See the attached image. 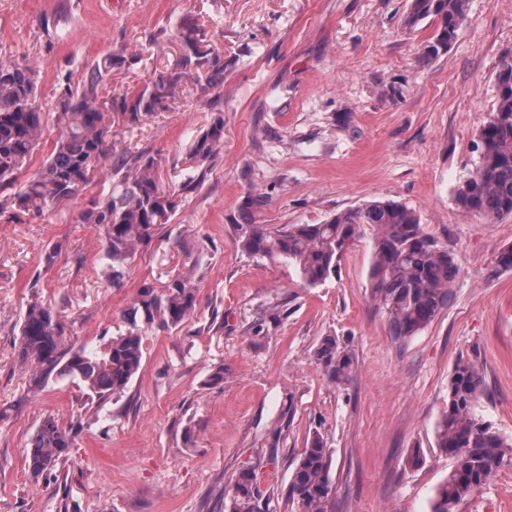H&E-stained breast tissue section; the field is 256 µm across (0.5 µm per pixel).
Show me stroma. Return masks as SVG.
<instances>
[{"label": "stroma", "instance_id": "1", "mask_svg": "<svg viewBox=\"0 0 512 512\" xmlns=\"http://www.w3.org/2000/svg\"><path fill=\"white\" fill-rule=\"evenodd\" d=\"M407 0H0V52L38 65V100L54 106L64 73L81 80L118 60L102 97L135 90L174 65L180 19L203 24L224 58V85L184 97L139 124L117 118L130 156L162 158L166 187L194 189L120 284L104 272V230L82 216L91 185L62 212L0 223V512H227L225 490L255 469L262 512H291L288 488L307 437L332 452L333 512H432L452 461L434 443L460 357L477 354V411L512 437V215L460 211L478 134L495 109L501 58L512 53V0H470L446 54L420 62L433 19L402 25ZM224 142L188 166L216 119ZM413 209L458 266L453 295L415 336H392L371 299L373 230L335 276L304 287L289 264L238 246L242 224H322L373 200ZM196 289L194 316L140 323L141 367L122 394L99 399L71 378L41 385L19 355L29 304L56 310L66 349L92 353L126 332L143 281ZM336 337L356 358L329 383L315 352ZM71 430L40 475L29 467L39 423ZM459 512H512L503 465Z\"/></svg>", "mask_w": 512, "mask_h": 512}]
</instances>
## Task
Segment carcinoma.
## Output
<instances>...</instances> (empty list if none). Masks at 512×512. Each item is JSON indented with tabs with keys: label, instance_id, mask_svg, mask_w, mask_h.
Masks as SVG:
<instances>
[{
	"label": "carcinoma",
	"instance_id": "obj_1",
	"mask_svg": "<svg viewBox=\"0 0 512 512\" xmlns=\"http://www.w3.org/2000/svg\"><path fill=\"white\" fill-rule=\"evenodd\" d=\"M467 12L468 0H408L402 25L411 29L428 17L436 21V33L421 54L431 60L448 51ZM177 37L179 57L153 85L137 93L126 91L99 99V89L112 68V59L106 58L85 73L80 83H74L69 74L62 76L52 113L44 111L37 100L36 67L20 66L0 54V221L19 222L23 215L60 208L99 181L105 161H111L108 191L92 201L83 221L104 228L102 259L114 285L125 277L137 248L175 215L180 199L162 189L160 159L141 156L130 164L126 151L109 140L112 114L118 112L128 124L136 125L172 109L182 87L189 83L202 93L224 86V60L210 45L206 30L185 19ZM496 96L495 110L479 133V165L456 194L462 211L489 219L512 214V53L501 58ZM50 123L57 136L49 155L32 180L19 182L18 176ZM223 140L224 121L218 119L192 143L189 160L207 161ZM366 225L376 229L370 296L387 313L396 338L414 336L448 307L457 266L448 250L423 233L418 216L409 207L376 200L323 224H288L279 229L242 224L239 242L250 255L295 266L304 285L314 287L336 272L343 247L361 235ZM507 270H512L511 245L495 256L491 274ZM196 304V289L188 281L173 280L160 296L145 281L132 314L141 312L149 322L158 318L164 325L176 326L196 312ZM19 333L21 357L40 367L38 382L52 375L75 378L100 398L124 392L143 358L135 323L100 351H64L56 311L37 303L26 309ZM316 359L331 384L345 385L353 378L354 356L336 338L322 340ZM482 382L475 360L462 358L456 363L448 385V408L435 426V445L452 460V469L436 488L432 512H458L504 462L512 464V439L477 413ZM69 445V434L58 420L44 419L31 443L28 466L32 473L51 467ZM331 465L327 441L313 433L291 476V512H331ZM258 498L255 470H238L228 490V512H259Z\"/></svg>",
	"mask_w": 512,
	"mask_h": 512
}]
</instances>
